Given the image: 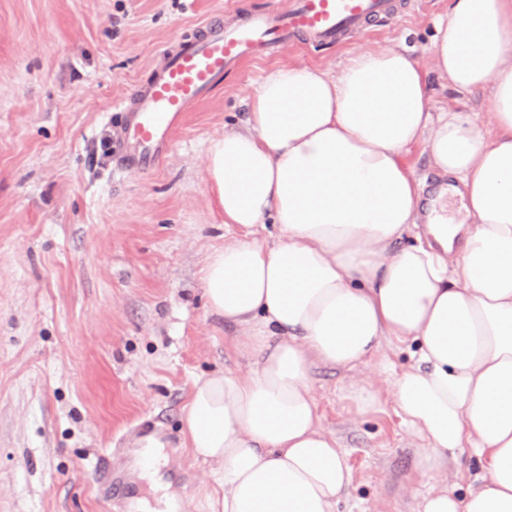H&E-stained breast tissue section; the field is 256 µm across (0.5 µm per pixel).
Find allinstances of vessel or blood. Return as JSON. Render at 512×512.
<instances>
[{
  "label": "vessel or blood",
  "instance_id": "obj_1",
  "mask_svg": "<svg viewBox=\"0 0 512 512\" xmlns=\"http://www.w3.org/2000/svg\"><path fill=\"white\" fill-rule=\"evenodd\" d=\"M396 8V0H288L283 7L253 10L231 28L209 21L178 48L166 50L160 70L124 103L127 120L117 135L118 164L139 171L159 164L185 112L211 92L227 69L268 48L340 44Z\"/></svg>",
  "mask_w": 512,
  "mask_h": 512
}]
</instances>
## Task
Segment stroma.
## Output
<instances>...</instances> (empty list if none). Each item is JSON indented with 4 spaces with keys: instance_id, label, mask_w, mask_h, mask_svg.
<instances>
[{
    "instance_id": "35a3bbf8",
    "label": "stroma",
    "mask_w": 512,
    "mask_h": 512,
    "mask_svg": "<svg viewBox=\"0 0 512 512\" xmlns=\"http://www.w3.org/2000/svg\"><path fill=\"white\" fill-rule=\"evenodd\" d=\"M284 0H0V512H208L211 468L183 446L195 382L246 374L255 358L206 305L209 253L240 237L211 194L207 150L244 127L248 96L273 68L336 72L352 54L406 49L424 70L433 111L472 114L489 131V90L448 87L432 66L448 0H400L374 34L344 46H287L225 73L185 113L168 156L118 170L112 130L164 49L203 23ZM383 347L365 365H315L325 428L352 473L337 512H417L423 445L386 393L411 365ZM378 391L359 410L351 380ZM164 442L160 484L133 465L148 432ZM106 460L122 495L100 491Z\"/></svg>"
}]
</instances>
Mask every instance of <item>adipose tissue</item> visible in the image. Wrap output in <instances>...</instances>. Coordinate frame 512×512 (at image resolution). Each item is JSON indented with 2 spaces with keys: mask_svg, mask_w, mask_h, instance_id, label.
<instances>
[{
  "mask_svg": "<svg viewBox=\"0 0 512 512\" xmlns=\"http://www.w3.org/2000/svg\"><path fill=\"white\" fill-rule=\"evenodd\" d=\"M431 54L455 90L490 89L489 132L431 111L423 69L385 48L333 75L273 69L245 129L209 147L225 223L277 229L274 246L232 240L203 270L208 307L257 358L190 395L183 439L216 475L210 512H336L351 470L310 371L353 369L386 344L415 355L389 394L425 442L418 512H512V0H449ZM422 140L460 182L470 221L435 213L407 244L420 196L403 155ZM466 454L481 483L449 492L448 463Z\"/></svg>",
  "mask_w": 512,
  "mask_h": 512,
  "instance_id": "adipose-tissue-1",
  "label": "adipose tissue"
}]
</instances>
